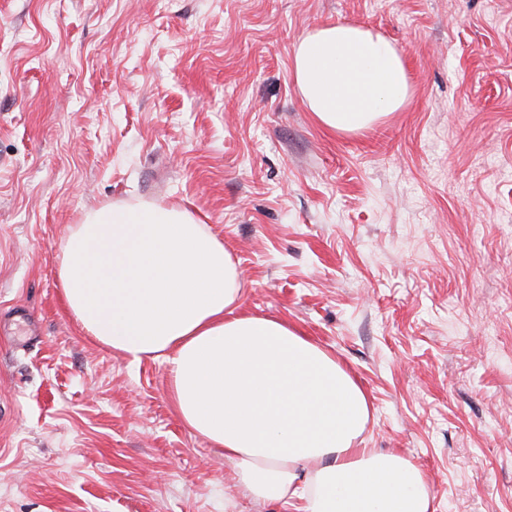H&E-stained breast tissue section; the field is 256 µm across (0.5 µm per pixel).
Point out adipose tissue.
<instances>
[{
    "instance_id": "adipose-tissue-1",
    "label": "adipose tissue",
    "mask_w": 512,
    "mask_h": 512,
    "mask_svg": "<svg viewBox=\"0 0 512 512\" xmlns=\"http://www.w3.org/2000/svg\"><path fill=\"white\" fill-rule=\"evenodd\" d=\"M296 87L325 127L354 132L411 98L403 56L370 29L305 33ZM65 302L89 336L138 362L165 357L182 423L224 452L244 497L297 512H433L421 471L357 443L368 399L330 354L281 320L238 313L239 272L186 210L103 207L62 246Z\"/></svg>"
}]
</instances>
